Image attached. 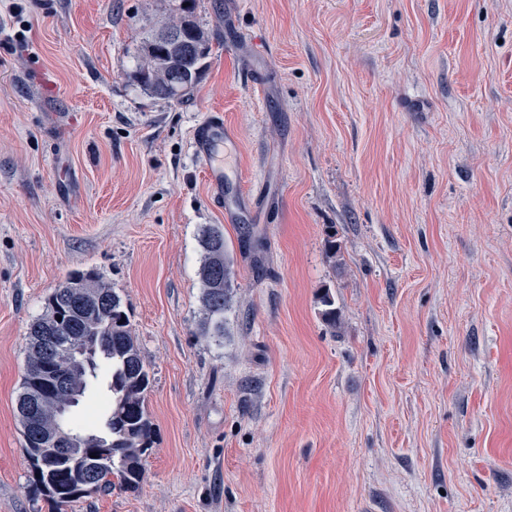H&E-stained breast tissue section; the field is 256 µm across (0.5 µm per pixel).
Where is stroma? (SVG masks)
I'll return each instance as SVG.
<instances>
[{"mask_svg": "<svg viewBox=\"0 0 512 512\" xmlns=\"http://www.w3.org/2000/svg\"><path fill=\"white\" fill-rule=\"evenodd\" d=\"M178 4L0 0V512H52L15 407L75 270L123 299L155 435L137 491L68 512H512V0H196L212 51L175 102L133 75ZM213 110L244 224L192 154ZM199 243L203 252L198 275L204 317L198 330L201 336L220 340L224 338V308L235 276L234 264L219 227L203 229Z\"/></svg>", "mask_w": 512, "mask_h": 512, "instance_id": "1", "label": "stroma"}]
</instances>
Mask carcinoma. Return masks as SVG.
Returning <instances> with one entry per match:
<instances>
[{
	"label": "carcinoma",
	"instance_id": "cac0c4a2",
	"mask_svg": "<svg viewBox=\"0 0 512 512\" xmlns=\"http://www.w3.org/2000/svg\"><path fill=\"white\" fill-rule=\"evenodd\" d=\"M189 40L203 52L174 61L169 51L154 49L150 73L140 63L136 79L144 91L164 100H180L202 77L212 34L199 24L191 26ZM203 257L198 275L202 286L204 317L199 334L224 338V308L235 276L233 260L218 227L202 230L199 240ZM60 336L88 337L107 359L100 365L92 355L84 361L59 358L58 366L69 371V396L96 402L100 411V431L71 416L66 428L88 441H77L57 462L50 460V441L60 431L58 402L43 396V374L35 337L44 330ZM26 373L16 402L17 420L24 439V454L35 462L29 465V486L45 496L55 512H67L73 501L91 493L108 492L118 485L134 491L145 480L144 456L152 448L154 429L146 408L151 376L132 334L130 315L114 288L93 272H75L48 297L44 313L28 328ZM110 377L107 393L93 389L99 374Z\"/></svg>",
	"mask_w": 512,
	"mask_h": 512
}]
</instances>
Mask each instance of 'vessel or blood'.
<instances>
[{
	"label": "vessel or blood",
	"mask_w": 512,
	"mask_h": 512,
	"mask_svg": "<svg viewBox=\"0 0 512 512\" xmlns=\"http://www.w3.org/2000/svg\"><path fill=\"white\" fill-rule=\"evenodd\" d=\"M231 135L232 131L225 123L223 113L211 112L194 130L193 151L206 163L205 181L210 205L223 215L226 223L237 224L248 214L247 200L240 192L225 197L224 161L217 156L218 150L223 148L225 140Z\"/></svg>",
	"instance_id": "b4317fda"
}]
</instances>
